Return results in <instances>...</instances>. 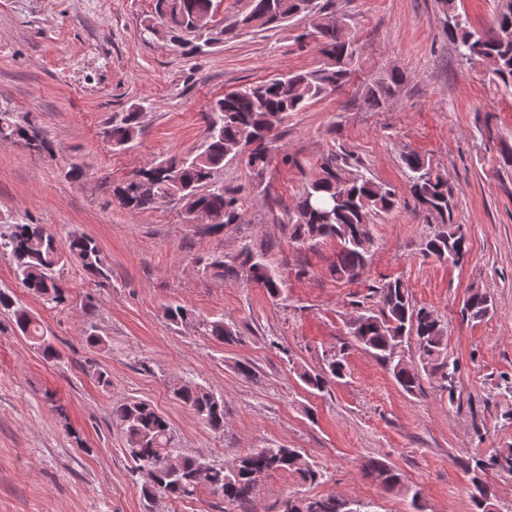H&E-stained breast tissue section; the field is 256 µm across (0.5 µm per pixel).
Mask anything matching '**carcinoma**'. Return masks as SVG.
I'll return each instance as SVG.
<instances>
[{"label":"carcinoma","instance_id":"1","mask_svg":"<svg viewBox=\"0 0 512 512\" xmlns=\"http://www.w3.org/2000/svg\"><path fill=\"white\" fill-rule=\"evenodd\" d=\"M154 13L163 22V34L170 41L193 54L221 41L238 29H269L303 16L308 19V36L317 41L326 58L323 67L295 72L267 81L248 84L216 98L205 113L207 133L189 153L156 160L126 178L112 183V198L134 210H150L161 203L177 202L186 221L215 227L236 224L242 205L237 192L224 187L217 172L225 160L236 159L251 172L256 186H261L267 167L278 151L274 130L290 112H298L328 92L344 86L358 58L355 37L342 23L332 25L326 8L317 0H250V10L231 26L213 28V0H154ZM448 34L459 57L488 81L512 90V0H495V16L486 30L472 29L456 8V0H438ZM401 76L392 71L378 78L365 90L366 103L376 109L385 104ZM143 108L134 106L112 116L106 137L112 151L131 147L140 131ZM0 143L21 144L41 154L51 151L48 140L31 122L19 123L13 113L0 109ZM409 171L410 192L437 229L422 243V253L441 262L463 264L469 245L460 228L451 224L453 189L446 179L432 170L430 161L417 153L402 159ZM397 196L385 184L363 174L339 183L335 161L326 160L303 186L296 198L291 220L292 239L314 245L321 240L336 241V257L330 266L338 281H352L365 268L373 246L372 226L376 218L391 212ZM0 254L10 256L15 264V278L29 294L51 308L66 304L67 289L57 277L58 268L76 264L87 278L102 286L109 281V268L96 241L75 235L60 243L46 225L30 219H4L0 223ZM204 271L211 276L262 286L274 300L282 298L281 281L264 254L248 245L228 258L222 254L210 259ZM378 311L366 310L350 324L354 340L381 360L394 379L408 394L420 390L421 371L438 375L448 389V402L454 400L458 360L448 354V338L437 315L416 306L409 286L401 278L390 279L372 291ZM12 313L17 330L33 345L42 349L49 360L57 358L52 343L46 341L45 327L13 295L0 291V310ZM493 311L487 292L473 288L463 304V315L480 322ZM165 317L182 325L190 320L189 310L169 305ZM202 334L221 343L239 338V330L224 318L199 322ZM414 338L418 363L400 364L393 347ZM345 375L343 359L333 354L325 358L320 370H303L299 378L310 389L323 391L330 379ZM174 397L191 409L212 430L224 431V398L205 387L184 383L173 389ZM112 418L122 428L128 456L134 463L133 474L141 481L143 495L152 499L162 495L173 500L195 496L200 488L231 503L246 505L256 495L254 474L293 473L301 481L318 484L328 473L317 468L296 448H260L237 458L234 465L216 464L203 457L185 456L176 448L175 433L168 419L146 401H127L112 405ZM165 455L181 460V469L172 473L159 465ZM512 473V448L489 460L467 463L471 474V512H496L494 493L486 480L492 469ZM366 475L376 477L388 488L402 483L401 474L377 459L363 465ZM282 512H348L347 499L336 496L290 497Z\"/></svg>","mask_w":512,"mask_h":512}]
</instances>
